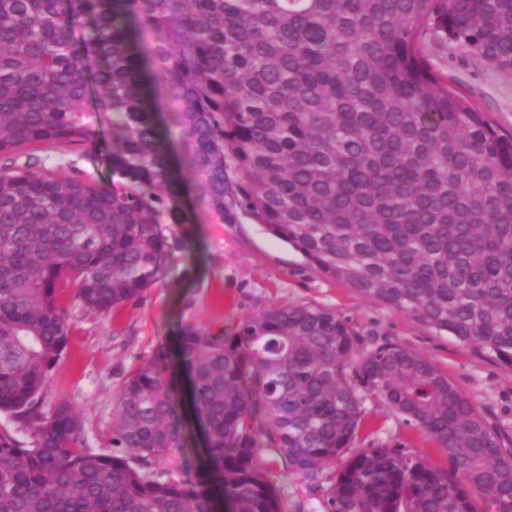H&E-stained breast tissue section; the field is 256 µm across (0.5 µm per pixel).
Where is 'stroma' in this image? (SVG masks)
I'll return each mask as SVG.
<instances>
[{
	"mask_svg": "<svg viewBox=\"0 0 512 512\" xmlns=\"http://www.w3.org/2000/svg\"><path fill=\"white\" fill-rule=\"evenodd\" d=\"M421 48L433 73L446 80L453 92L484 112L498 131L512 134V72L431 39ZM166 141L185 193L178 203L179 219H163L161 230L170 249L157 276L137 300L108 315L88 313L78 301H71L69 347L50 373L53 397L79 408L91 447L108 443L114 400L134 367L154 359L162 374H169L182 328L228 332L251 312L284 303L331 309L358 329L385 332L423 353L487 413L491 423L512 432V368L325 276L293 247L248 218L235 224L215 223L196 199L195 177L182 163L184 145L178 132L168 134ZM37 155L48 167L94 177L118 192L129 185L113 171L103 151L43 147ZM361 435L405 444L437 467L448 465L433 439L375 401L364 405ZM259 461L281 490L283 512H323L321 500L311 494L302 477L284 467L275 450L263 449Z\"/></svg>",
	"mask_w": 512,
	"mask_h": 512,
	"instance_id": "1",
	"label": "stroma"
}]
</instances>
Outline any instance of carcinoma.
Masks as SVG:
<instances>
[{
  "instance_id": "1",
  "label": "carcinoma",
  "mask_w": 512,
  "mask_h": 512,
  "mask_svg": "<svg viewBox=\"0 0 512 512\" xmlns=\"http://www.w3.org/2000/svg\"><path fill=\"white\" fill-rule=\"evenodd\" d=\"M91 24L79 65L74 26ZM433 34L512 71V0H0V159L33 146H108L117 192L34 156L0 166V512H282L256 464L273 448L324 512H512V435L426 356L313 304L187 327L161 380L140 363L109 448L50 398L70 342L67 298L108 314L149 287L165 250L158 204L179 194L147 102L164 83L200 203L245 216L324 275L512 368V136L434 75ZM152 42L142 57L133 44ZM204 417L205 461L174 477L181 374ZM373 399L433 438L358 443ZM343 466L323 474L344 452Z\"/></svg>"
}]
</instances>
